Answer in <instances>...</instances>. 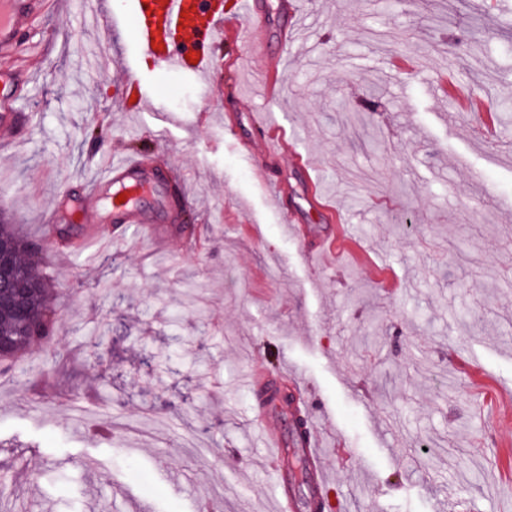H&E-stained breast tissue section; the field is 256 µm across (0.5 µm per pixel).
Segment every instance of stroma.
<instances>
[{
    "label": "stroma",
    "mask_w": 512,
    "mask_h": 512,
    "mask_svg": "<svg viewBox=\"0 0 512 512\" xmlns=\"http://www.w3.org/2000/svg\"><path fill=\"white\" fill-rule=\"evenodd\" d=\"M301 2L271 107L267 59L244 98L230 39L211 84L177 79L85 0H46L21 42L29 122L0 142V216L48 245L58 333L0 374V512H276L260 432L289 422L243 381L268 349L272 383L316 398L325 512H512V0ZM460 40L477 50L455 58ZM129 59L154 111L122 100ZM266 109L288 132L272 175L289 208L330 230L323 188L356 231L333 263L299 252L225 132ZM102 121L103 149L180 173L187 229L111 224L93 255L57 248L56 202L98 175ZM103 323L114 348L86 356Z\"/></svg>",
    "instance_id": "1"
}]
</instances>
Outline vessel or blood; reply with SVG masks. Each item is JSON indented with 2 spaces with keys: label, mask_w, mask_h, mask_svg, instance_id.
<instances>
[{
  "label": "vessel or blood",
  "mask_w": 512,
  "mask_h": 512,
  "mask_svg": "<svg viewBox=\"0 0 512 512\" xmlns=\"http://www.w3.org/2000/svg\"><path fill=\"white\" fill-rule=\"evenodd\" d=\"M44 0H0V135L16 139L21 135L22 116L17 102L27 82L10 60L34 15L41 11ZM279 13L287 23L270 34V19L257 7L255 0H240L237 10L229 11L215 0H133L129 16L114 18L113 33L133 27L135 40L144 56L151 58L157 69L194 77L210 76L223 61L225 33H232L245 55L268 54L270 44L288 50L299 36L298 0H277ZM124 99L131 109H151L155 99L136 75H128ZM256 141L239 140L238 145L249 159L256 180L273 186L276 198H283L288 188L274 183L272 167L285 153L286 132L282 126L270 124L265 118H250ZM149 190L155 202H137L136 194ZM190 203L189 196L178 182L173 167L164 165L155 153L147 151L114 162L107 174L96 181L75 207L57 205V217L66 221L96 216L102 224H130L165 236L170 225L179 223L181 213ZM279 212L287 231L308 257L324 256L349 248L352 240L347 225L336 227L333 236L312 235L308 226L300 224L287 207ZM292 418L301 419L305 433L300 439L302 452L311 472L310 494L323 501L330 484L320 464L322 438L307 392L284 400ZM275 491L278 512H300L301 503L290 492L282 470H275Z\"/></svg>",
  "instance_id": "obj_1"
}]
</instances>
